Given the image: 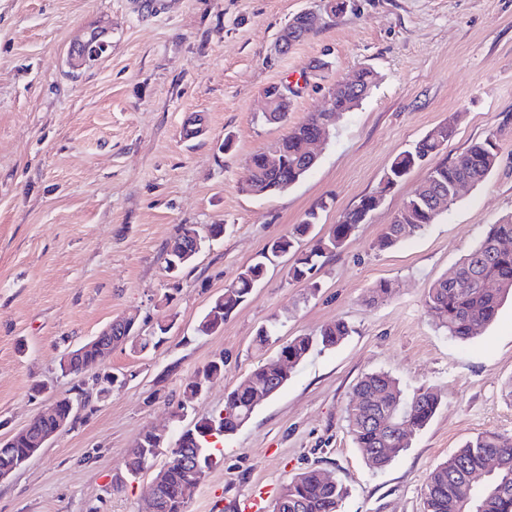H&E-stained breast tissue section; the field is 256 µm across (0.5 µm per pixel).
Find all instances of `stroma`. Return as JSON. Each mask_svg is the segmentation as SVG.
Masks as SVG:
<instances>
[{
  "mask_svg": "<svg viewBox=\"0 0 512 512\" xmlns=\"http://www.w3.org/2000/svg\"><path fill=\"white\" fill-rule=\"evenodd\" d=\"M318 0H0V419L24 428L47 395L76 385L60 353L112 320L149 330L164 314L174 329L158 349L116 347L106 365L127 384L89 395L76 424L0 482V512H139L151 473L121 492L112 478L145 430L167 438L217 413L225 395L281 344L337 321L351 334L313 351L251 420L219 441V463L189 512H220L258 484L277 491L317 467L348 489L342 512H424L428 473L479 433L512 434V299L479 336L461 342L424 310L431 282L512 212V0H350L288 52L278 39ZM92 28L110 44L70 76L71 46ZM379 80L344 114L313 168L272 196L244 193L249 159L309 113L331 108L330 88L357 69ZM288 91L286 121L261 119L263 93ZM456 132L437 159L497 136L488 179L463 189L417 236L378 251L386 224L426 174L416 168L387 194L314 275L319 291L289 281L290 257L263 280L221 330L196 328L265 246L324 204L315 231L375 193L394 157L433 127ZM182 224H220L177 275L166 260ZM393 289L371 302L370 290ZM275 343L256 349L259 327ZM224 377L172 412L183 384L215 355ZM384 371L443 402L407 451L373 470L347 427L360 377Z\"/></svg>",
  "mask_w": 512,
  "mask_h": 512,
  "instance_id": "35a3bbf8",
  "label": "stroma"
}]
</instances>
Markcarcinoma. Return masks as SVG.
I'll return each instance as SVG.
<instances>
[{
  "label": "carcinoma",
  "instance_id": "carcinoma-1",
  "mask_svg": "<svg viewBox=\"0 0 512 512\" xmlns=\"http://www.w3.org/2000/svg\"><path fill=\"white\" fill-rule=\"evenodd\" d=\"M377 79L369 68L358 70L346 85L336 84L333 112H312L308 118L288 129V133L275 141L278 162L267 163L262 153L251 157L253 183L242 191L280 193L297 183L316 163L309 143L330 121L339 120L355 107L360 94H368ZM454 119L450 118L430 130L415 146L398 154L384 174L380 193L398 186L426 159L439 153L441 146L454 134ZM498 161L495 134L472 142L460 155L449 162L432 166L426 177L417 185L407 200L408 207L385 226L375 247L385 250L431 224L440 212L456 200L453 187L461 182L477 185L486 180ZM368 195L343 216L340 223L331 226L326 237L310 247L301 248V242L318 224V211L310 210L305 218L294 225L292 231L274 240L282 254L294 256L288 277L293 282L310 286V293L318 290L313 272L323 264L324 258L340 250L355 228L368 219ZM224 235V225L211 224L200 229L195 224H182L178 238L193 237L200 243L215 240ZM512 240V213L502 216L490 225L482 241L444 274L434 280L425 291L424 307L435 325L455 340L466 341L491 325L498 314L502 301L512 297V252L498 248L501 241ZM270 258L263 255L248 265L224 293L215 297L201 323L216 332L251 294L262 279ZM488 282L497 284L491 290ZM173 325L168 316L158 319L152 330L140 337L133 350L145 351L162 344ZM350 333L344 322H336L320 328L314 334L296 336L282 348L288 350L293 365H298L315 349H328L338 345ZM287 378L276 373L268 362L257 366L243 381L231 389L224 400V409L218 414L204 417L193 428L182 430L174 441L162 440L167 449V459L160 466L164 471V488L167 499L162 502L161 512H188V504L195 486L187 477L182 464L184 457L198 454L204 466H213L212 444L203 439L206 429L215 428L216 437L231 436L251 418L257 390L276 392ZM197 397V383L191 377L184 385L183 399L174 411L180 419L188 403ZM441 394L432 387H420L409 391L387 372L372 371L364 374L353 392L348 407V430L366 464L381 469L399 457L409 446L407 432L424 428L441 404ZM158 436L152 431L143 432L128 450L124 473L112 478V491L125 486V478H134L144 469L155 464L145 459L146 452L157 447ZM30 452L29 446L17 443L12 448L0 447V469L13 468ZM498 461L497 471L485 475L487 460ZM347 496V488L323 473L319 468H307L285 481L275 500L288 501V512H341ZM425 512H512V436L487 431L469 440L448 460L436 466L427 476L423 488Z\"/></svg>",
  "mask_w": 512,
  "mask_h": 512
}]
</instances>
